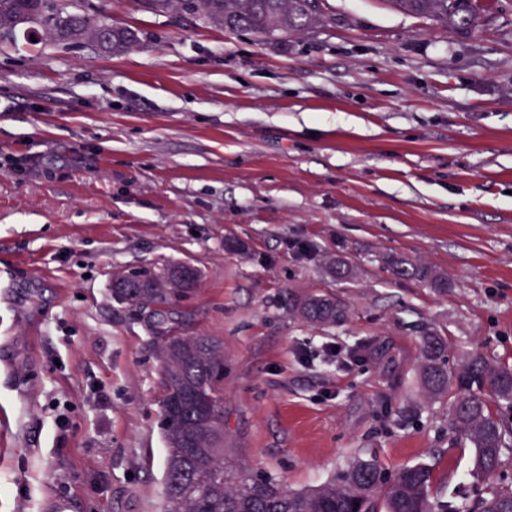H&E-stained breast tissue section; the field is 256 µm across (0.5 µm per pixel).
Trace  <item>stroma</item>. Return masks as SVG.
Wrapping results in <instances>:
<instances>
[{"label":"stroma","mask_w":512,"mask_h":512,"mask_svg":"<svg viewBox=\"0 0 512 512\" xmlns=\"http://www.w3.org/2000/svg\"><path fill=\"white\" fill-rule=\"evenodd\" d=\"M90 2L139 47L0 43V512H163L157 339L111 282L169 263L200 272L179 310L224 343L237 462L291 490L423 462L434 493L475 497L416 368L426 330L450 365L512 367V0L469 35L325 0L270 38ZM288 288L349 322L305 324ZM399 277L417 278L420 280L430 281L431 286L441 292L448 291V282L438 280L436 277L425 268H419L418 266L405 262L403 260L395 262V271ZM288 312L318 327H341L350 316V308L330 293L304 292L288 288L284 293Z\"/></svg>","instance_id":"stroma-1"}]
</instances>
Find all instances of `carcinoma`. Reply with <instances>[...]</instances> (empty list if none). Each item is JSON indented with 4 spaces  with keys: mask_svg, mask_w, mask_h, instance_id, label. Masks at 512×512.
I'll return each mask as SVG.
<instances>
[{
    "mask_svg": "<svg viewBox=\"0 0 512 512\" xmlns=\"http://www.w3.org/2000/svg\"><path fill=\"white\" fill-rule=\"evenodd\" d=\"M148 12L178 13L191 20L247 30L258 36L288 34L306 28L317 14L311 0H137ZM399 11L456 32H475L488 9L486 0H386ZM90 13L82 0H0V35L28 25L53 43L87 42ZM138 43L135 31L111 30L104 53ZM399 277L427 280L441 292L448 282L425 268L395 262ZM199 271L188 264L163 274L140 269L113 279L120 303L148 309L157 316V353L162 365L164 396L161 429L167 449L164 465V512H512V489L486 486L470 504L452 511L432 493L433 473L416 463L394 474L370 456L357 457L336 477L309 491H290L270 476L232 462L224 443V346L213 336L181 332L176 305L193 290ZM288 312L318 327H341L349 306L330 293L289 288ZM448 341L427 330L421 339L418 377L432 397L451 395L450 429L475 449L472 476L493 477L502 467L512 426L490 411L483 392L512 406V368L499 367L480 353L466 355L455 368L444 355Z\"/></svg>",
    "mask_w": 512,
    "mask_h": 512,
    "instance_id": "1",
    "label": "carcinoma"
}]
</instances>
